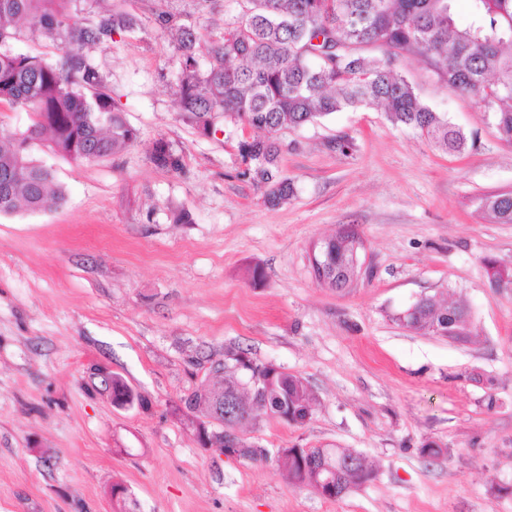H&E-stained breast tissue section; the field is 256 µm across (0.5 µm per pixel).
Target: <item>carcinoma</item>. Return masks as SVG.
I'll list each match as a JSON object with an SVG mask.
<instances>
[{
	"instance_id": "obj_1",
	"label": "carcinoma",
	"mask_w": 512,
	"mask_h": 512,
	"mask_svg": "<svg viewBox=\"0 0 512 512\" xmlns=\"http://www.w3.org/2000/svg\"><path fill=\"white\" fill-rule=\"evenodd\" d=\"M63 0H0V102L31 114L23 131L0 132V215L23 208L31 212L61 207L66 195L50 167L34 155L40 135L48 132L54 151L75 161L110 156L137 140L136 130L114 105L84 46L134 29L140 19L115 12L90 27L71 25ZM240 11L224 35L202 41L196 29L177 23L176 14L160 11L155 22L177 31L176 96L180 111L203 133L222 114L264 135L242 139L237 151L242 176L264 189L275 207L294 193L293 181L279 165L277 134L313 124L337 112L371 105L383 108L394 125L409 128L436 148L463 153L468 138L418 97L403 71V61L419 54L439 80L473 97L492 119L501 141L512 144V0H470L466 23L456 19L455 0H236ZM58 33L64 47L58 60L45 62L13 48L20 33ZM152 162L182 171L180 156L158 140ZM497 224H512V192L489 197L485 204ZM362 243L342 231L318 242L322 268L318 283L347 289ZM490 280L512 279L507 269L484 260ZM442 305L433 297L416 302L414 313L395 317L403 327L436 334ZM266 385L254 394L232 365H217L221 381L200 385L185 400L196 424L213 416L220 398L249 409L245 423L262 415L302 425L313 413L315 398L305 381L280 367L263 365ZM238 458L270 460L288 473L298 488L318 490L317 469L332 472L340 499L374 477L366 457L341 448H306L314 466L299 464L293 449L272 457L246 441L234 449Z\"/></svg>"
}]
</instances>
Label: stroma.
Returning <instances> with one entry per match:
<instances>
[{
	"instance_id": "35a3bbf8",
	"label": "stroma",
	"mask_w": 512,
	"mask_h": 512,
	"mask_svg": "<svg viewBox=\"0 0 512 512\" xmlns=\"http://www.w3.org/2000/svg\"><path fill=\"white\" fill-rule=\"evenodd\" d=\"M64 9L82 27L116 10L141 18L83 50L138 139L92 162L39 144L65 204L0 216V512H512V291L484 266L512 267V224L484 209L512 192V145L488 115L409 57L421 99L473 147L442 152L378 106L339 112L280 132L295 191L272 208L242 175L237 144L254 129L220 117L205 136L183 119L172 32L154 21L167 10L219 37L235 0ZM160 139L182 172L150 161ZM346 228L362 241L361 272L339 293L317 284L310 254ZM424 296L467 308L466 340L394 322ZM228 348L316 397L305 424L263 415L244 438L272 452L351 448L374 479L327 500L276 465L202 448L184 399ZM106 372L143 405L116 407ZM429 442L439 458L423 453Z\"/></svg>"
}]
</instances>
